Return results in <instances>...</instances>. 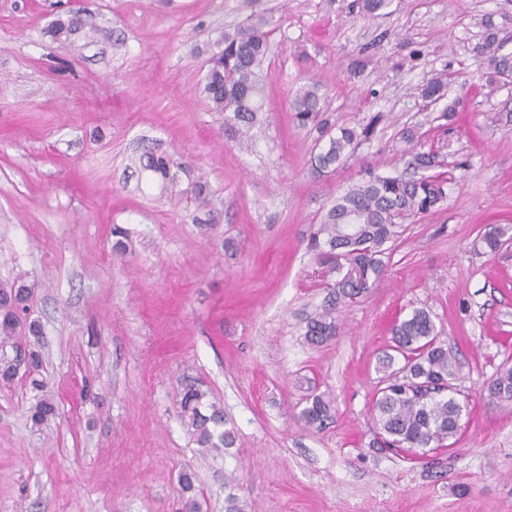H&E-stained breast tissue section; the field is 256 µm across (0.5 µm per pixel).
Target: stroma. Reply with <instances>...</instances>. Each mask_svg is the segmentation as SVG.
Returning a JSON list of instances; mask_svg holds the SVG:
<instances>
[{"label":"stroma","mask_w":512,"mask_h":512,"mask_svg":"<svg viewBox=\"0 0 512 512\" xmlns=\"http://www.w3.org/2000/svg\"><path fill=\"white\" fill-rule=\"evenodd\" d=\"M361 4L0 0V282L32 286L57 407L33 426L28 384L0 381V512H224L231 493L244 512H512V401L485 390L512 364V245L481 241L512 225V82L489 84L474 50L489 15L512 53V0ZM74 6L79 30L57 40ZM254 13L274 30L263 120L233 138L199 86L221 34ZM435 78L447 96L430 103L419 89ZM315 82L331 122L376 124L321 175L290 112ZM409 128L438 150L446 198L337 309V336L310 344L327 290L309 236L333 197L404 168ZM148 150L182 158L176 188L137 172ZM193 175L208 204L176 196ZM421 308L470 406L461 441L415 462L368 442L377 360ZM190 382L223 406L229 454L202 458L188 434ZM313 391L335 409L320 428L298 420Z\"/></svg>","instance_id":"35a3bbf8"}]
</instances>
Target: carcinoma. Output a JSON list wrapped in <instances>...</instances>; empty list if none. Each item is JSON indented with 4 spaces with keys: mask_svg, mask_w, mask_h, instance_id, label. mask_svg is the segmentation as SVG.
<instances>
[{
    "mask_svg": "<svg viewBox=\"0 0 512 512\" xmlns=\"http://www.w3.org/2000/svg\"><path fill=\"white\" fill-rule=\"evenodd\" d=\"M267 20L256 15L217 41L210 58L203 92L215 112L224 113V129L233 136L248 133L259 122L262 112L261 73L269 49L271 31ZM483 37L474 50L488 61L492 82L512 74V56L499 54L497 26L490 16L483 21ZM420 96L429 102L445 98V84L435 79L423 86ZM295 122L317 133L316 140L328 137L326 147L316 155L315 166L324 171L343 164L347 155L367 140L378 122L373 118L364 126L342 127L339 135L328 136L334 127L324 109L320 87L312 84L301 90L291 103ZM182 163L171 156L146 152L139 168L174 183L171 170ZM442 167L439 152H416L407 170L392 176H372L338 196L309 238L308 248L321 265L337 275L327 308L310 319L306 336L313 344H322L336 336V307L362 296L386 270L392 247L406 230V221L432 211L446 197L444 173L427 171ZM512 239V228L496 225L486 232L482 242L495 252ZM31 286L23 276L0 284V380L11 382L17 376L28 380L31 389L45 388L37 378L42 366L41 354L21 347V339L37 343L42 327L37 320L24 317ZM14 357H8L6 348ZM381 374L379 389L372 405V446L405 452L416 459L428 451L451 448L460 438L461 422L468 412V398L457 387V362L430 314L413 311L395 322L391 329L390 351L378 359ZM488 396L512 400V366L502 364L487 384ZM180 414L203 457L219 454L236 443L233 429L226 427L224 409L206 399V393L185 384L179 393ZM55 414L54 403L45 396L36 397L29 407L33 424L40 425ZM305 424L322 425L332 418V406L321 393L313 392L299 414Z\"/></svg>",
    "mask_w": 512,
    "mask_h": 512,
    "instance_id": "cac0c4a2",
    "label": "carcinoma"
}]
</instances>
